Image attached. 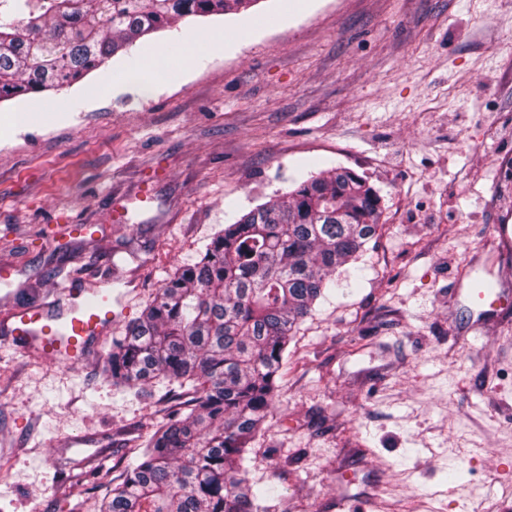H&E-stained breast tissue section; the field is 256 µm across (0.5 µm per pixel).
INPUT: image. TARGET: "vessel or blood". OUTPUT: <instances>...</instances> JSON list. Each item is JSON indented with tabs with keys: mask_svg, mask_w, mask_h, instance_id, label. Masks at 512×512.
I'll list each match as a JSON object with an SVG mask.
<instances>
[{
	"mask_svg": "<svg viewBox=\"0 0 512 512\" xmlns=\"http://www.w3.org/2000/svg\"><path fill=\"white\" fill-rule=\"evenodd\" d=\"M92 279L89 273L75 277L65 290L66 302L9 309L0 320V343L55 364L86 362L111 333L113 307L121 302L111 290L92 287ZM468 300L482 309L499 302L500 294L480 278L472 284Z\"/></svg>",
	"mask_w": 512,
	"mask_h": 512,
	"instance_id": "vessel-or-blood-1",
	"label": "vessel or blood"
}]
</instances>
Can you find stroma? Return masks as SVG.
Here are the masks:
<instances>
[{"label": "stroma", "mask_w": 512, "mask_h": 512, "mask_svg": "<svg viewBox=\"0 0 512 512\" xmlns=\"http://www.w3.org/2000/svg\"><path fill=\"white\" fill-rule=\"evenodd\" d=\"M132 59L167 74L143 95L114 88ZM509 146L512 0H258L185 21L59 93L0 103L6 302L108 266L122 335L238 214L348 168L378 190L384 230L289 345L249 479L282 494L270 512L376 497L374 512H512V248L494 247ZM478 275L502 308L470 305ZM104 360L0 349V512H94L85 457L120 473L166 415L162 384L118 390ZM66 436L82 452H62Z\"/></svg>", "instance_id": "35a3bbf8"}]
</instances>
